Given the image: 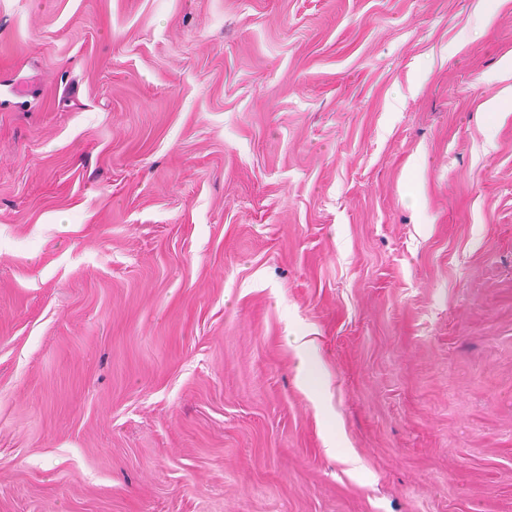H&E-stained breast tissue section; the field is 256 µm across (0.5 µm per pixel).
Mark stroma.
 Masks as SVG:
<instances>
[{
    "label": "stroma",
    "instance_id": "stroma-1",
    "mask_svg": "<svg viewBox=\"0 0 512 512\" xmlns=\"http://www.w3.org/2000/svg\"><path fill=\"white\" fill-rule=\"evenodd\" d=\"M0 512H512V0H0Z\"/></svg>",
    "mask_w": 512,
    "mask_h": 512
}]
</instances>
